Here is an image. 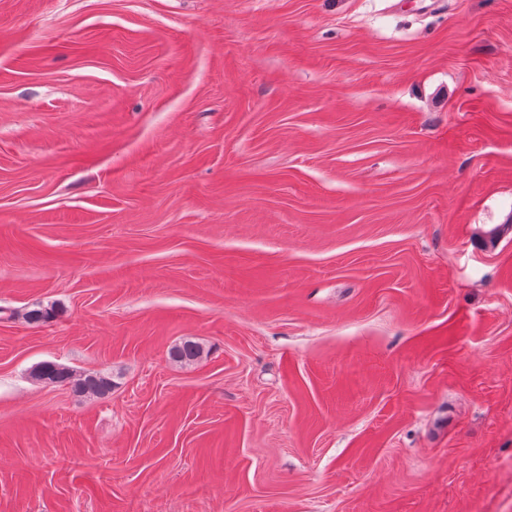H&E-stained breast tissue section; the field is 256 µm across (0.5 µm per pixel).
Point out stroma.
I'll list each match as a JSON object with an SVG mask.
<instances>
[{
	"mask_svg": "<svg viewBox=\"0 0 512 512\" xmlns=\"http://www.w3.org/2000/svg\"><path fill=\"white\" fill-rule=\"evenodd\" d=\"M511 217L512 0H0V512H512ZM206 355L204 346L192 339H186L174 345L169 351V357L173 362L186 366L199 363ZM36 381L66 386L78 397H102L112 391L115 383L105 372L80 373L55 362H43L32 371Z\"/></svg>",
	"mask_w": 512,
	"mask_h": 512,
	"instance_id": "obj_1",
	"label": "stroma"
}]
</instances>
